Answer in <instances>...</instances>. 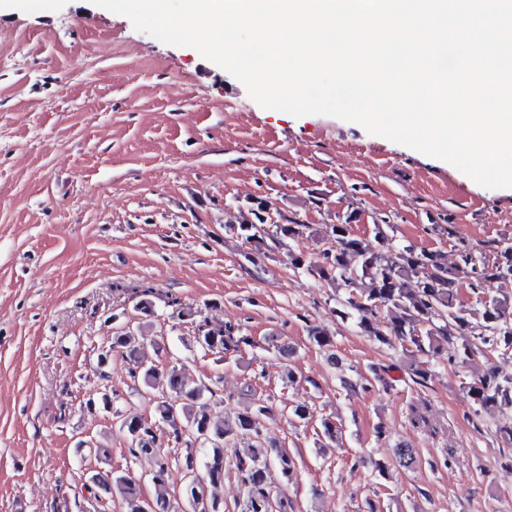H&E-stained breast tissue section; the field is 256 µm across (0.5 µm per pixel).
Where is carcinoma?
Listing matches in <instances>:
<instances>
[{"instance_id": "cac0c4a2", "label": "carcinoma", "mask_w": 512, "mask_h": 512, "mask_svg": "<svg viewBox=\"0 0 512 512\" xmlns=\"http://www.w3.org/2000/svg\"><path fill=\"white\" fill-rule=\"evenodd\" d=\"M329 233L335 246L323 254L317 269L320 278L337 288L348 290L346 307L353 310L368 335L384 342L394 336L426 355L453 343L455 335L463 336L455 349L457 363L464 364L477 351L485 348H512V241L504 240L499 258L492 266L471 267L475 286L487 281L498 283L499 292L482 300L483 323L474 329L455 305V278L433 252H416L410 247L397 249L381 228L373 238L353 234L348 224H333ZM198 337L208 350L224 354L251 345L247 336L234 333L232 326L198 328ZM144 343L135 332L123 328L113 331L112 349H120L128 359L129 374L146 389L154 392L155 415L168 426L175 437L187 432L199 439L200 449L207 455L204 463L206 481L195 486L207 502L208 512H220L217 497L207 495L206 486L216 487L223 479L224 442L238 434H259L260 426L270 415L268 407L248 402L234 423H220L210 413V401L204 393H213L205 383L185 389L180 370L174 365H158L141 359ZM470 400L484 410L503 414L512 412V378L502 379L492 367L476 381L464 385ZM127 440L131 456L155 467L154 512H170L168 463L158 459L159 435L152 425L135 412L118 421ZM249 461V484L245 512H271L268 491L269 468L279 469L286 477L292 472L293 460L284 448L276 446L243 449L240 461ZM97 483L106 488L116 485L122 493L126 512H144L138 486L127 477L112 473L96 474Z\"/></svg>"}]
</instances>
